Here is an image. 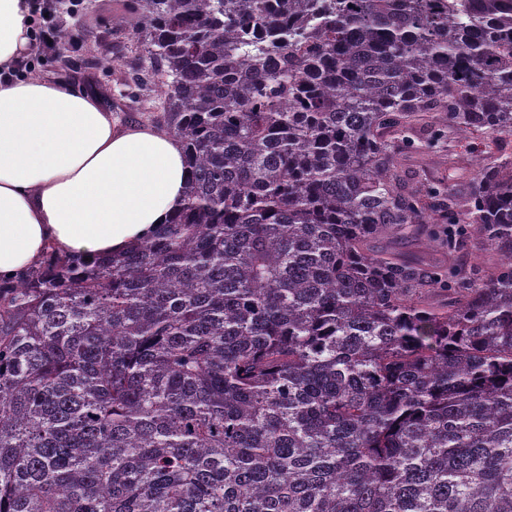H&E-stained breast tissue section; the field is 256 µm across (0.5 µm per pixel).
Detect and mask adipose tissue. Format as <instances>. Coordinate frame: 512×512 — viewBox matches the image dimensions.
Here are the masks:
<instances>
[{
    "mask_svg": "<svg viewBox=\"0 0 512 512\" xmlns=\"http://www.w3.org/2000/svg\"><path fill=\"white\" fill-rule=\"evenodd\" d=\"M35 52L27 0H0L4 279L52 250H126L182 207L189 179L184 147L164 128L120 122L92 92L19 72Z\"/></svg>",
    "mask_w": 512,
    "mask_h": 512,
    "instance_id": "adipose-tissue-1",
    "label": "adipose tissue"
}]
</instances>
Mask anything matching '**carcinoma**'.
Listing matches in <instances>:
<instances>
[{
	"label": "carcinoma",
	"instance_id": "carcinoma-1",
	"mask_svg": "<svg viewBox=\"0 0 512 512\" xmlns=\"http://www.w3.org/2000/svg\"><path fill=\"white\" fill-rule=\"evenodd\" d=\"M180 211L0 281V512H512V0H132ZM498 256L440 274L415 224ZM446 278L447 287L438 282ZM482 149H484L483 138L479 134L462 133L444 141L441 147L434 149V152L427 153L419 163H414L417 165L410 170L430 183H443L442 178H445L444 182L448 184L449 189L465 193L475 182L471 165H467L466 169L458 171L451 180H448V171L443 168L442 157L450 153L469 160V157L478 155ZM414 172L410 175H414ZM438 227L439 224L418 225L413 227L410 235L398 240H388L377 246L388 247L406 259H417L444 271L448 267V261L455 257L448 256V248L440 246L439 240L433 236L434 229Z\"/></svg>",
	"mask_w": 512,
	"mask_h": 512
}]
</instances>
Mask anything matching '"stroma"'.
Returning <instances> with one entry per match:
<instances>
[{"mask_svg":"<svg viewBox=\"0 0 512 512\" xmlns=\"http://www.w3.org/2000/svg\"><path fill=\"white\" fill-rule=\"evenodd\" d=\"M130 0H61L53 9L50 24L57 26L64 36V52L71 64L62 68L55 62L54 52L39 48L33 59L35 68L52 74L79 88L94 89L100 92L105 106L124 122L136 123L143 110L134 97L131 86L116 84L109 69L97 65L100 57L111 58L116 47L110 35L113 22L118 14L124 13ZM483 139L479 134L463 133L445 141L441 147L427 153L414 165L419 178L431 183L447 182L449 188L467 192L474 184L472 169L458 171L454 177H447L442 165L445 154L463 158L479 154ZM433 225H419L412 233L398 240L388 241V248L407 259H417L426 264L446 269L448 250L439 245L433 235Z\"/></svg>","mask_w":512,"mask_h":512,"instance_id":"obj_1","label":"stroma"}]
</instances>
